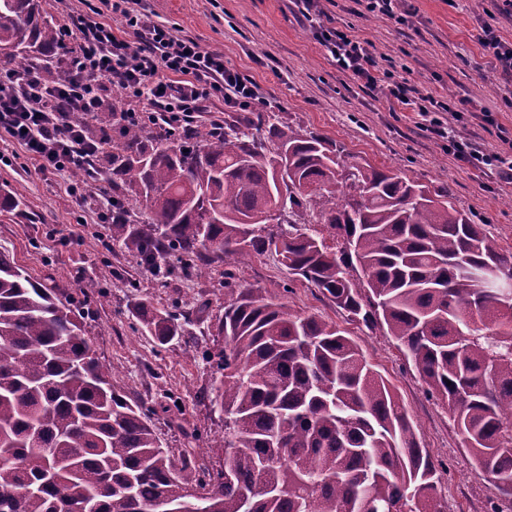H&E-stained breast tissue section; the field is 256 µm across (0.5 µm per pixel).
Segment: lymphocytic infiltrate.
Segmentation results:
<instances>
[{"mask_svg":"<svg viewBox=\"0 0 512 512\" xmlns=\"http://www.w3.org/2000/svg\"><path fill=\"white\" fill-rule=\"evenodd\" d=\"M293 3L339 72L373 97L416 112L421 130L446 142L449 153L470 168L512 182L511 132L500 129L503 147L496 151L461 137L439 115L463 118L467 99L421 94L379 67L371 42L355 35L352 27L320 23V0ZM60 32L70 60L59 78L46 80L36 62L20 74L0 71V140L17 145L39 170L66 180L69 194L96 202L100 223L112 221L111 195L81 192L68 181L72 170H94L98 147L66 116L100 111L107 84H118L125 92L120 119L126 125L150 123L171 130L190 125L195 113L210 111L219 102L241 112L270 106L257 84L225 66L223 53L205 50L194 38L154 22L140 0H98L75 21H64Z\"/></svg>","mask_w":512,"mask_h":512,"instance_id":"1","label":"lymphocytic infiltrate"}]
</instances>
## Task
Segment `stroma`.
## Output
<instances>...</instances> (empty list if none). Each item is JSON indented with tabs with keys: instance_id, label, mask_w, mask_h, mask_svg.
<instances>
[{
	"instance_id": "1",
	"label": "stroma",
	"mask_w": 512,
	"mask_h": 512,
	"mask_svg": "<svg viewBox=\"0 0 512 512\" xmlns=\"http://www.w3.org/2000/svg\"><path fill=\"white\" fill-rule=\"evenodd\" d=\"M321 3L335 25H353L373 43L377 61L394 67L397 80L439 100L470 97L476 106L495 109L499 124L512 130V110L502 105L512 95V81L491 66L477 40L489 21L502 40L512 43V18L499 15L493 0H405L409 17L403 25L367 13L355 0ZM143 6L154 21L222 52L225 65L256 82L293 128L344 145L374 167L450 189L456 207L512 251V184L469 169L417 126L415 113L391 110L385 100L372 98L338 72L289 0H143ZM0 194L20 201L15 210H0V247L33 278L65 293L76 295L87 281L99 282L107 298L92 304L85 326L97 355L116 368L115 384L129 398L155 406L152 424L171 454L203 446L204 464L218 465L224 451L210 442L221 436L224 418L208 398L213 369L206 354L224 346L222 337L212 333L224 312L222 272L157 287L136 258L107 246V225L84 212L56 176L36 170L17 146L3 141ZM233 272L240 285L260 289L303 315L336 323L359 345L396 390L421 447L437 464L447 512H512V502L475 474L447 410L427 393L385 329L349 321L318 288L292 276L274 252L235 264ZM141 298L160 308L205 303L195 325L198 344L179 339L162 349L152 336L135 332L133 305Z\"/></svg>"
}]
</instances>
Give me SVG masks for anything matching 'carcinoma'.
Listing matches in <instances>:
<instances>
[{
	"label": "carcinoma",
	"instance_id": "carcinoma-1",
	"mask_svg": "<svg viewBox=\"0 0 512 512\" xmlns=\"http://www.w3.org/2000/svg\"><path fill=\"white\" fill-rule=\"evenodd\" d=\"M0 58L49 68L64 49L39 0H0ZM112 172L111 242L159 287L224 266L213 405L224 413L218 467L175 459L93 350L83 319L90 281L65 296L0 249V512H155L207 492V512H445L438 469L398 396L335 325L302 316L227 266L268 250L351 321L381 325L440 399L475 472L512 498V252L459 211L449 190L363 166L276 114L170 133L141 125L113 138L69 116ZM288 177L280 190L278 169ZM148 221L131 222L134 209ZM275 232L267 225L299 224ZM343 238L331 250L315 228ZM195 307L142 300L141 327L164 346L194 338Z\"/></svg>",
	"mask_w": 512,
	"mask_h": 512
}]
</instances>
